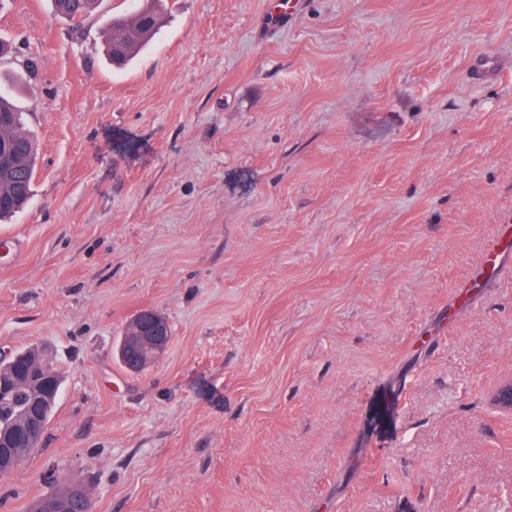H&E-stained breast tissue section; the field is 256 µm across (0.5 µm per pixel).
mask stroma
I'll list each match as a JSON object with an SVG mask.
<instances>
[{
    "instance_id": "stroma-1",
    "label": "stroma",
    "mask_w": 512,
    "mask_h": 512,
    "mask_svg": "<svg viewBox=\"0 0 512 512\" xmlns=\"http://www.w3.org/2000/svg\"><path fill=\"white\" fill-rule=\"evenodd\" d=\"M271 2L161 0L118 69L126 0H0L38 142L0 355L64 375L0 512L62 479L93 512H512V277L452 305L512 212V0ZM148 306L172 340L129 373ZM55 11L72 21H80L93 8L97 0H53ZM155 1L159 0L133 1L138 5L133 11L112 14L109 18L106 51L113 64L124 65L152 39L159 20L155 9L148 4ZM491 405L500 412L512 414V378L503 379L494 387Z\"/></svg>"
}]
</instances>
